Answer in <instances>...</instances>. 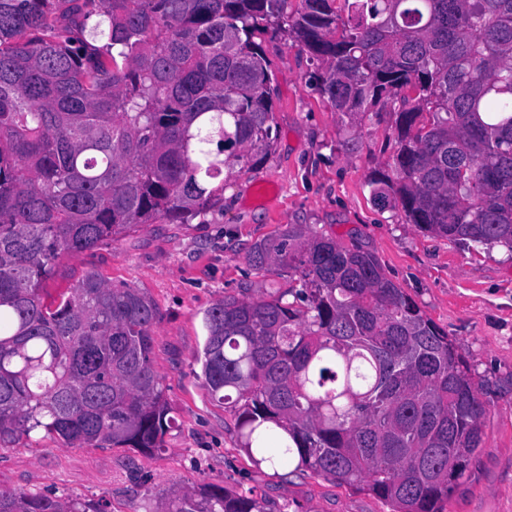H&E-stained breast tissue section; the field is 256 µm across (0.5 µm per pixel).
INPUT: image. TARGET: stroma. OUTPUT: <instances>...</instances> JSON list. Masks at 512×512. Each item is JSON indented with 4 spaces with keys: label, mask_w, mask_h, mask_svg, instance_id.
I'll use <instances>...</instances> for the list:
<instances>
[{
    "label": "stroma",
    "mask_w": 512,
    "mask_h": 512,
    "mask_svg": "<svg viewBox=\"0 0 512 512\" xmlns=\"http://www.w3.org/2000/svg\"><path fill=\"white\" fill-rule=\"evenodd\" d=\"M275 76L272 149L224 184V205L189 224L137 227L106 247L63 255L44 284L53 299L89 270L140 289L156 305L152 364L175 420L161 450L72 448L33 434L0 445V486L28 495L104 500L109 512H159L169 497L211 484L253 494L266 512H391L378 497L307 473L256 466L234 407L213 399L195 357L203 313L227 295L287 293V276L252 270L246 253L290 224L358 238L386 276L456 341L486 407L483 446L452 484L444 512H512V253L464 246L408 224L400 207L376 206L367 182L386 167L395 116L351 120L309 85L314 65L286 37L264 39Z\"/></svg>",
    "instance_id": "35a3bbf8"
}]
</instances>
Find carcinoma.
<instances>
[{
  "mask_svg": "<svg viewBox=\"0 0 512 512\" xmlns=\"http://www.w3.org/2000/svg\"><path fill=\"white\" fill-rule=\"evenodd\" d=\"M283 33L336 111L396 114L374 202L512 253V0H0V444L162 448L156 305L93 270L53 307L42 283L64 254L205 215L223 201L209 180L265 159L262 39ZM246 259L287 274L292 300L224 296L199 361L253 462L442 512L483 442L461 348L357 239L290 224ZM0 512L108 510L0 487ZM160 512L264 508L201 485Z\"/></svg>",
  "mask_w": 512,
  "mask_h": 512,
  "instance_id": "1",
  "label": "carcinoma"
}]
</instances>
